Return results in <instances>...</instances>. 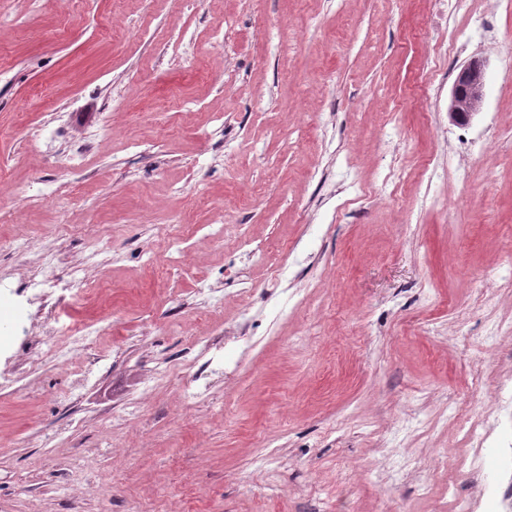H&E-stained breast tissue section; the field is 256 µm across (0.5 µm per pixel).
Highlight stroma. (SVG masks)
<instances>
[{
    "instance_id": "stroma-1",
    "label": "stroma",
    "mask_w": 512,
    "mask_h": 512,
    "mask_svg": "<svg viewBox=\"0 0 512 512\" xmlns=\"http://www.w3.org/2000/svg\"><path fill=\"white\" fill-rule=\"evenodd\" d=\"M433 9L0 0V276L23 301L30 277L71 281L88 242L63 224L101 247L99 287L31 308L97 324L92 344L0 355V512H452L470 492L452 418L491 406L473 373L512 383V338H485L512 318V280L486 275L512 267V13L479 32ZM473 60L483 103L456 124ZM62 182L78 202L46 199ZM227 338L212 372L203 344ZM482 72V64L475 62H469L459 72V80L453 85L448 105V115L453 122L457 123L463 116L471 118L477 111L484 88Z\"/></svg>"
}]
</instances>
